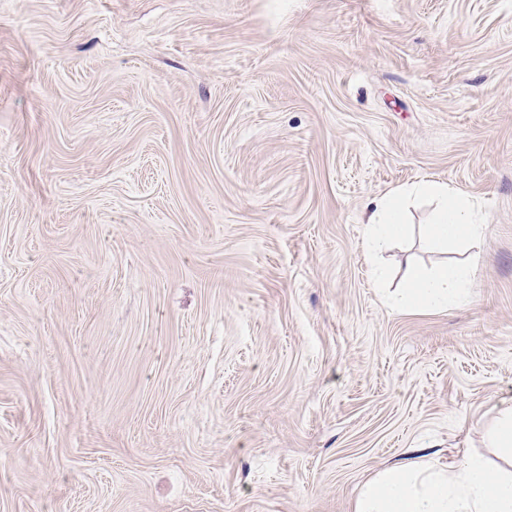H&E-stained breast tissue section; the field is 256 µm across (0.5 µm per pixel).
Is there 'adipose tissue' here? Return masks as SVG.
I'll use <instances>...</instances> for the list:
<instances>
[{"label": "adipose tissue", "mask_w": 512, "mask_h": 512, "mask_svg": "<svg viewBox=\"0 0 512 512\" xmlns=\"http://www.w3.org/2000/svg\"><path fill=\"white\" fill-rule=\"evenodd\" d=\"M352 512H512V471L491 470L477 455L439 470L418 456L379 470Z\"/></svg>", "instance_id": "ef3b65f1"}]
</instances>
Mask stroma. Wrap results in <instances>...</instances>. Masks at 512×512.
<instances>
[{
    "mask_svg": "<svg viewBox=\"0 0 512 512\" xmlns=\"http://www.w3.org/2000/svg\"><path fill=\"white\" fill-rule=\"evenodd\" d=\"M431 178L473 296L394 312ZM511 406L512 0H0V512H351Z\"/></svg>",
    "mask_w": 512,
    "mask_h": 512,
    "instance_id": "35a3bbf8",
    "label": "stroma"
}]
</instances>
